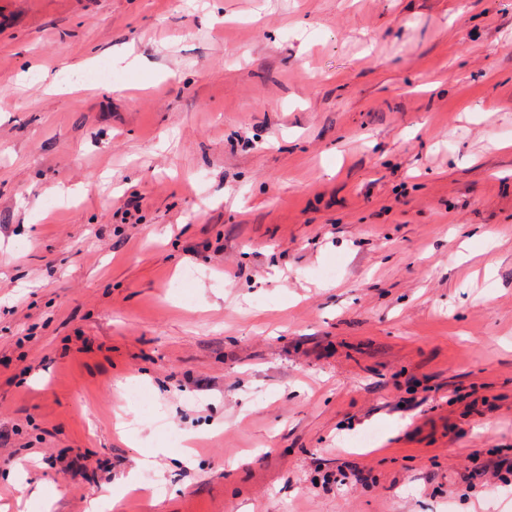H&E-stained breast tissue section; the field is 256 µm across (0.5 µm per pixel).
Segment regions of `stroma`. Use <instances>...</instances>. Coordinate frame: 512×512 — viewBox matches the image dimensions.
Returning <instances> with one entry per match:
<instances>
[{
    "label": "stroma",
    "mask_w": 512,
    "mask_h": 512,
    "mask_svg": "<svg viewBox=\"0 0 512 512\" xmlns=\"http://www.w3.org/2000/svg\"><path fill=\"white\" fill-rule=\"evenodd\" d=\"M131 475L512 512V0H0V508Z\"/></svg>",
    "instance_id": "obj_1"
}]
</instances>
